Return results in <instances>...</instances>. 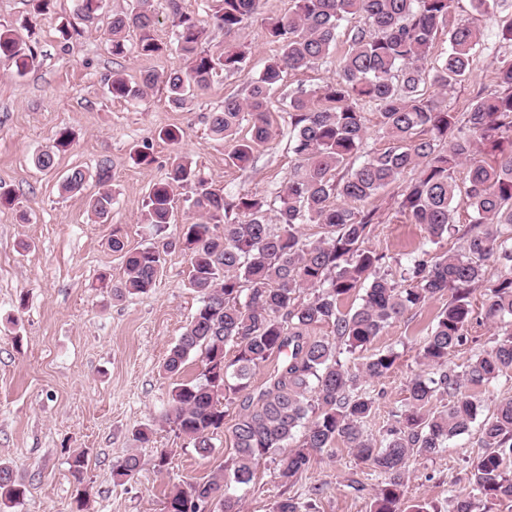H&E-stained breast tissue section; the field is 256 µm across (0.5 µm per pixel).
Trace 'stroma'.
<instances>
[{
  "mask_svg": "<svg viewBox=\"0 0 512 512\" xmlns=\"http://www.w3.org/2000/svg\"><path fill=\"white\" fill-rule=\"evenodd\" d=\"M289 6L290 0H261L260 17L229 36L209 27L207 45L227 39L248 45L250 61L238 74L215 78L182 109L169 104L161 84L136 102L108 94L103 79L112 71H124L136 81L148 71L168 72L181 60L171 52L113 57L101 31L78 21L76 0H56L54 14L38 25L34 69L19 76L0 64V184L17 196L14 208L0 211V460L9 462L27 488L18 512H166L171 493L206 480L234 457V416H226L223 428L214 433V450L206 457L160 421L178 379L198 378L203 369L195 355L181 378L163 370L170 348L200 304L199 293L188 284V256L169 249L149 293L119 297L112 285L123 275L124 255L112 250L110 239L117 228L127 249L151 245L150 229L141 222L145 199L176 150L226 199L244 192L271 199L285 187L295 157L284 111L272 112L274 136L246 169L226 163L225 143L211 135L208 115L225 98L246 96L278 51L268 42L262 20L284 14ZM511 19L512 8L488 21L469 76L441 94L449 111L466 112L479 93L494 90L498 58L512 52V41L498 37V25ZM63 21L78 29L65 48L55 32ZM167 128L180 131L179 146L161 139ZM62 130L72 133L73 144L57 155L52 170L38 168L35 155L53 145ZM143 145L155 157L148 166L132 158L134 148ZM102 161L111 169L114 203L107 221L95 223L87 201L98 191L94 171ZM75 167L88 173L82 192L60 195L61 177ZM413 178L406 173L366 203L375 212L367 246L384 254L391 267L421 246L434 256L458 250L460 231L471 221V210L458 206L457 232L436 240L422 226L407 222L398 214L397 202ZM482 301V289H475L468 340L448 361L455 370H463L475 353L512 329L510 321L483 320ZM447 302L441 296L409 311L370 350L346 355L351 365L372 351L391 349L400 355L394 369L370 386L376 404L364 423L367 432L379 433L392 411L405 405L406 384L418 369L419 344ZM145 428L152 429V440L137 444L134 434ZM479 438L474 427L436 455L411 458L402 505L423 500L436 512H449L453 496L471 490ZM133 448L144 466L134 480L118 482L112 468ZM160 448L168 458L158 468L154 460ZM81 451L87 462L77 477L71 457ZM277 462L274 454L260 458L248 484L232 485L243 512H272L286 497L306 501L314 485L324 488L317 512H370L379 480L343 445L315 455L309 468L287 484L277 475ZM351 478L362 484V491L348 488Z\"/></svg>",
  "mask_w": 512,
  "mask_h": 512,
  "instance_id": "stroma-1",
  "label": "stroma"
}]
</instances>
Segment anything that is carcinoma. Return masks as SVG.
I'll list each match as a JSON object with an SVG mask.
<instances>
[{
    "mask_svg": "<svg viewBox=\"0 0 512 512\" xmlns=\"http://www.w3.org/2000/svg\"><path fill=\"white\" fill-rule=\"evenodd\" d=\"M210 20L230 35L258 11L260 0H211ZM459 0H293L291 11L264 19L266 37L278 44L246 97L224 99L210 113L211 133L228 144L226 161L238 168L254 163L255 155L273 136L268 114L283 75L325 63L339 36L347 49L338 60V78L318 89L289 98L290 145L297 164L284 189L273 201L249 193L228 201L198 178L192 162L173 158L166 176L152 184L145 203L144 223L159 242L127 253L119 294H146L154 288L163 254L173 245L166 231L177 189H188V208L194 221L181 225L177 243L190 257L189 285L201 294L185 331L171 348L164 371L181 374L191 356L204 361L200 380H185L172 392L162 420L192 443L202 456L213 450L211 436L239 394L249 387L256 369L272 357L280 368L270 376L257 398H249L233 426L235 457L232 476L237 484L252 478L259 458L283 452L279 478L290 482L308 469L313 454L341 443L357 460L382 477L372 512H429L417 501L400 508L401 487L411 457H429L453 438L469 431L480 413L475 391L512 372V332L471 359L460 372L448 367V356L466 341L473 316V286L485 287L483 318L496 323L512 317V55L502 56L497 68L499 89L482 93L464 117L448 111L437 96L424 90L431 83L447 91L470 72L473 52L483 41L480 17H492L501 0H471L475 15L459 18L448 28L449 50L431 69L430 56L439 28L448 23ZM175 52L184 66L164 78L144 73L139 82L121 71L106 78L108 93L139 100L158 81L165 84L169 103L184 108L204 92L213 77L232 75L247 66L249 47L226 44L215 51L199 48L201 22L170 0ZM104 0H78L77 12L87 22L99 19ZM350 23L340 33L344 23ZM155 16L150 0H125L107 16V35L114 57L129 48L127 33H138L140 56H158L168 46L153 35ZM37 59L33 47L12 26L0 24V63L24 75ZM378 107L379 130L387 140L380 152L347 175L336 171L351 157L365 152L367 126L364 104ZM250 135L238 136L243 123ZM448 143V149L439 148ZM70 144L60 132L54 149L35 158L43 168L54 166L56 152ZM466 165L465 186L454 173ZM419 169L405 187L400 213L421 224L430 238H440L453 226L458 205L472 210L469 229L456 251L439 257L422 250L407 259L395 279L381 271L384 256L365 247L373 231L375 212L361 204L396 182L407 169ZM87 173L73 169L59 184L65 194L82 190ZM110 170L98 165L99 191L88 201L91 218L105 219L112 209ZM320 224L325 235L303 237L302 226ZM500 270L493 275L487 261ZM364 291L355 309H342L345 298ZM448 305L436 316L420 346L425 371L408 384V403L392 413L379 436L365 432L364 420L373 412L371 381L385 377L399 355L378 351L357 367L341 360L370 346L377 336L408 311L438 295ZM332 328L336 342L312 338L309 329ZM237 348L231 361L225 350ZM446 396L438 407L434 401ZM300 446L288 448L298 429ZM481 451L470 480L484 497L512 499V399L500 401L493 415L481 422ZM142 457L130 452L114 466L121 479L141 470ZM224 470L202 483L170 495L173 512H240L239 499L228 493ZM324 488L312 487L308 502L288 497L274 512H305ZM26 489L13 468L0 462V505H20ZM451 512H480L473 496H458Z\"/></svg>",
    "mask_w": 512,
    "mask_h": 512,
    "instance_id": "1",
    "label": "carcinoma"
}]
</instances>
